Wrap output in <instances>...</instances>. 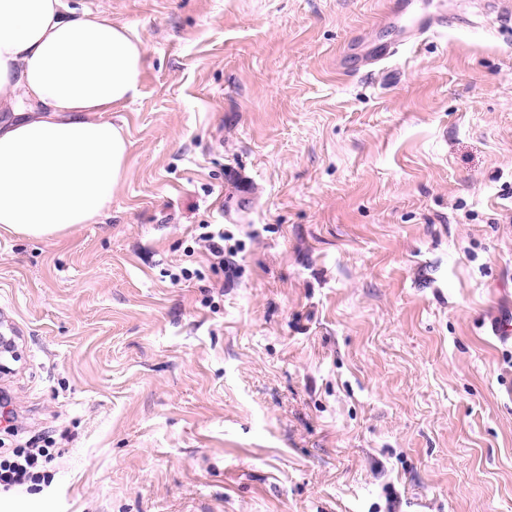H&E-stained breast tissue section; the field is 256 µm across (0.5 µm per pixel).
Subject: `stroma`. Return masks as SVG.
Wrapping results in <instances>:
<instances>
[{
	"mask_svg": "<svg viewBox=\"0 0 512 512\" xmlns=\"http://www.w3.org/2000/svg\"><path fill=\"white\" fill-rule=\"evenodd\" d=\"M67 2L146 53L104 215L0 236V512H512V14L350 72L388 0ZM198 240L205 244L210 255L218 265H224V227L220 224H199ZM49 445L34 448H17L12 455L0 456V487L9 489L28 482H40L38 470L50 456Z\"/></svg>",
	"mask_w": 512,
	"mask_h": 512,
	"instance_id": "stroma-1",
	"label": "stroma"
}]
</instances>
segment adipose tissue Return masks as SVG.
I'll return each instance as SVG.
<instances>
[{"label":"adipose tissue","instance_id":"obj_1","mask_svg":"<svg viewBox=\"0 0 512 512\" xmlns=\"http://www.w3.org/2000/svg\"><path fill=\"white\" fill-rule=\"evenodd\" d=\"M145 51L65 0H0V230L40 239L102 215L129 172L109 114L136 97Z\"/></svg>","mask_w":512,"mask_h":512}]
</instances>
